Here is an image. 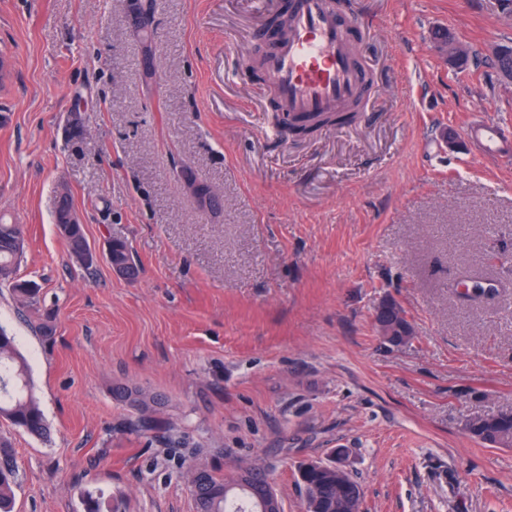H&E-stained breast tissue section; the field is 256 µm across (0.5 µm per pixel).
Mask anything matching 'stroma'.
<instances>
[{
    "instance_id": "1",
    "label": "stroma",
    "mask_w": 512,
    "mask_h": 512,
    "mask_svg": "<svg viewBox=\"0 0 512 512\" xmlns=\"http://www.w3.org/2000/svg\"><path fill=\"white\" fill-rule=\"evenodd\" d=\"M133 0H0V214L23 225L17 276L56 325L35 335L0 285L47 437L0 420L20 470L13 512H195L192 464L260 465L302 512L297 465L348 452L362 512H512V448L467 417L512 412V90L485 50L512 45L499 0H352L368 24L359 120L274 137L254 58L286 0H157L145 61ZM471 48L466 70L434 48ZM218 197L201 209L180 172ZM73 206L98 260L54 224ZM119 237L140 275L104 258ZM500 283L468 301L463 270ZM393 298L414 330L392 346ZM162 395L184 446L120 429L115 385ZM467 135L471 138H476L481 143L482 149L488 155H494L496 153L503 152L507 145L503 130L494 125H481L477 128L469 130ZM506 139V140H505ZM67 209V203L64 202L55 212L54 223L56 224L58 230L57 232L66 241L69 253L76 260V262L83 264L84 267L89 268L92 266V258L91 251L84 234L83 226L78 224L77 216L71 209H68V218L62 221L66 215ZM61 221V224H76L71 234L67 235L60 231V227L57 223ZM383 306L378 308L377 315H381L382 318H384L386 315H388L390 312L394 311L396 314L398 313V319H403L404 321L401 322V329H399V333H394L391 330V325L398 322V320H392L391 322H388L387 319H383L382 323L380 324V327L382 328L383 334L385 336H388V343L392 346H399L408 341V335H407V326L410 325V321L405 313L404 309H401L398 306V302L395 299H387L383 302Z\"/></svg>"
}]
</instances>
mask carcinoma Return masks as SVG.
<instances>
[{"mask_svg": "<svg viewBox=\"0 0 512 512\" xmlns=\"http://www.w3.org/2000/svg\"><path fill=\"white\" fill-rule=\"evenodd\" d=\"M143 9L148 16L145 28L138 32L145 59H150L154 48V0H145ZM354 119L350 112H336L323 119L315 117H284L290 131L310 132L321 125L338 126ZM70 255L76 262L92 266L91 251L83 226L77 224L70 234H61ZM25 245L24 228L10 224L0 216V285L11 288L16 302L36 314L32 323L35 333L50 341L56 328L49 315L39 313V285L30 280H20L17 268ZM106 260L110 265L125 267L123 277L134 280L139 267L127 241L112 239L108 243ZM112 398L128 408L121 426L134 433L145 434L161 430L159 414L165 401L157 394L137 385L118 384L112 388ZM0 419L7 420L32 436L45 437L49 432L39 400L34 392L27 359L18 349L15 337L0 326ZM465 430L474 439L490 447H512V413L476 415L466 419ZM261 468L241 467L232 474H218L205 466L189 470L191 491L196 512H260L247 490L235 485L240 473L257 476ZM18 481V468L11 442L0 437V512H12L14 489ZM298 483L303 494L316 505V512H359L362 498L359 483L346 473L336 478L330 469L298 471ZM85 512H116L112 498L87 493L83 500Z\"/></svg>", "mask_w": 512, "mask_h": 512, "instance_id": "1", "label": "carcinoma"}]
</instances>
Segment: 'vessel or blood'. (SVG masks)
Masks as SVG:
<instances>
[{
  "instance_id": "1",
  "label": "vessel or blood",
  "mask_w": 512,
  "mask_h": 512,
  "mask_svg": "<svg viewBox=\"0 0 512 512\" xmlns=\"http://www.w3.org/2000/svg\"><path fill=\"white\" fill-rule=\"evenodd\" d=\"M358 26L343 0H295L285 34L257 59L280 111L312 115L359 101L366 79L354 46ZM470 135L486 154L505 149L500 127L481 125Z\"/></svg>"
}]
</instances>
